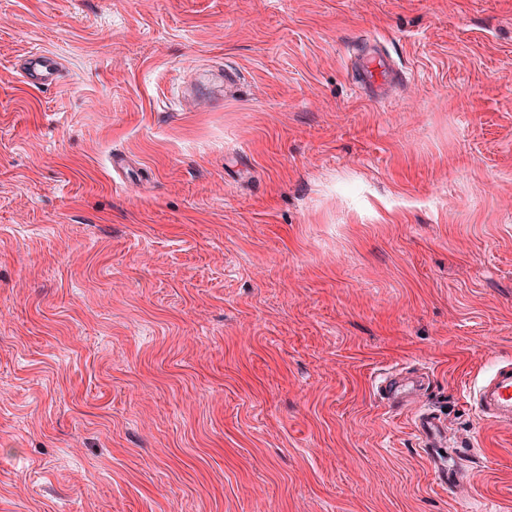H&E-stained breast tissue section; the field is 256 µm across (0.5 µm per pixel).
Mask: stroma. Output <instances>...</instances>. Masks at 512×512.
Here are the masks:
<instances>
[{
  "mask_svg": "<svg viewBox=\"0 0 512 512\" xmlns=\"http://www.w3.org/2000/svg\"><path fill=\"white\" fill-rule=\"evenodd\" d=\"M507 358L512 0H0V512H512ZM60 64L56 58L41 51H30L20 66L24 81L35 88L48 87L57 80ZM394 76L395 70L388 58L383 54L375 53L374 57L362 65L357 86L361 90H376ZM471 406L489 424L512 427V360L506 359L483 379ZM422 377L387 373L381 377L376 389L382 400L398 412L411 414L418 446L425 448L427 457L433 462L434 470L444 486L455 484L462 477V470L457 467L449 468L446 464L447 451L444 441V424L440 417L433 412L423 410L420 405V391L424 389Z\"/></svg>",
  "mask_w": 512,
  "mask_h": 512,
  "instance_id": "stroma-1",
  "label": "stroma"
}]
</instances>
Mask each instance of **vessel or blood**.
<instances>
[{
    "label": "vessel or blood",
    "mask_w": 512,
    "mask_h": 512,
    "mask_svg": "<svg viewBox=\"0 0 512 512\" xmlns=\"http://www.w3.org/2000/svg\"><path fill=\"white\" fill-rule=\"evenodd\" d=\"M60 64L56 58L41 51L28 52L20 66L24 81L35 88L47 87L57 80ZM395 70L387 57L374 55L362 65L357 86L362 90L379 88L393 78ZM425 382L422 377L403 373H388L381 377L376 389L382 400L398 412L410 413L419 447L424 448L433 462L439 480L444 484L459 482L462 471L448 466L444 441V424L436 414L423 410L420 392ZM472 406L478 416L489 424L512 427V360L506 359L483 379L472 397Z\"/></svg>",
    "instance_id": "1"
}]
</instances>
